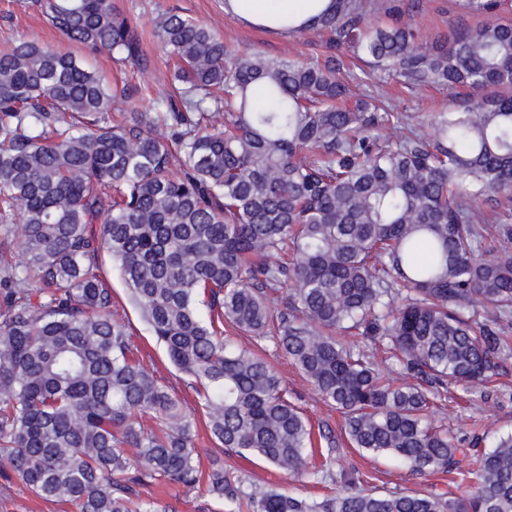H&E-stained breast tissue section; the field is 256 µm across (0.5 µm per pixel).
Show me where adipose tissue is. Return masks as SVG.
<instances>
[{
	"label": "adipose tissue",
	"instance_id": "adipose-tissue-1",
	"mask_svg": "<svg viewBox=\"0 0 512 512\" xmlns=\"http://www.w3.org/2000/svg\"><path fill=\"white\" fill-rule=\"evenodd\" d=\"M330 0H226L224 10L243 22L281 31L284 19L305 22L327 8Z\"/></svg>",
	"mask_w": 512,
	"mask_h": 512
}]
</instances>
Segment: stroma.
Returning <instances> with one entry per match:
<instances>
[{"mask_svg":"<svg viewBox=\"0 0 512 512\" xmlns=\"http://www.w3.org/2000/svg\"><path fill=\"white\" fill-rule=\"evenodd\" d=\"M116 10L134 18L142 32L143 48L152 61L146 78H139L129 65L116 62L111 55H91L83 46L70 43L35 5L34 0H0V49L28 40L46 44L74 54L94 69L107 82L145 83L143 106H150L171 89L172 67L153 34L156 19L162 12L174 9L210 25L228 44L241 51H257L268 57L307 61L319 51L320 36L316 31L282 34L244 24L226 14L224 0H112ZM415 24L421 29L447 35L451 24L465 21L477 24L474 16L460 17L454 0H415L412 11ZM396 112L411 116L414 122L429 125L433 117L447 110L450 95L447 89L433 86L408 88L397 79L386 86ZM98 267L103 280L111 288L120 315L137 347L138 357L154 370L168 386L170 393L186 412L200 411L199 398L192 380L175 368L165 350L151 336L146 323L131 302L120 278L117 264L108 252H101ZM238 345L257 349L278 373L288 389V398L302 409L314 432L335 437L340 450L335 473H359L364 489L384 494L390 491H426L441 495L465 492L455 476L438 472L427 476L413 474L390 457H378L352 448L342 429L343 417L327 406L303 376L271 341H255L248 335L236 336ZM435 420L447 424L453 434L466 443L480 441L482 449L505 433L512 432V358L503 363L491 391L463 392L449 387L442 401L435 404ZM224 474L232 480L256 482L308 499H321L336 490L335 484L311 475L288 476L251 454L226 451ZM11 467L0 457V512H76L74 506H62L39 498L24 485L9 478ZM141 497L157 503L163 512H228L227 503L209 494L206 487L185 490L175 485L142 489Z\"/></svg>","mask_w":512,"mask_h":512,"instance_id":"obj_1","label":"stroma"}]
</instances>
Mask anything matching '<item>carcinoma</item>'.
<instances>
[{"instance_id": "carcinoma-1", "label": "carcinoma", "mask_w": 512, "mask_h": 512, "mask_svg": "<svg viewBox=\"0 0 512 512\" xmlns=\"http://www.w3.org/2000/svg\"><path fill=\"white\" fill-rule=\"evenodd\" d=\"M69 41L150 71L136 23L112 0H37ZM389 26L363 0H333L310 26L324 60L238 53L204 23L162 13L177 61L158 106L35 41L0 51V223H21L20 259L0 255V455L11 477L78 512H157L140 489L192 490L203 474L194 416L135 358L97 258L112 255L171 363L196 383L217 448L208 492L249 512H512V433L477 460L465 497L347 487L320 501L224 476V450L289 476L308 472L312 432L288 389L224 322L269 339L344 415L353 447L410 470L463 474L469 449L429 419L432 390L482 389L512 355V0H456L481 16L441 40L402 0ZM377 76L353 107L345 52ZM466 87L423 133L388 107L384 83ZM125 107L112 124V109ZM402 126L385 147L379 132ZM503 241L496 254L486 241ZM284 289L272 312L270 294ZM395 351V384L363 343ZM314 475L335 481L326 437Z\"/></svg>"}]
</instances>
